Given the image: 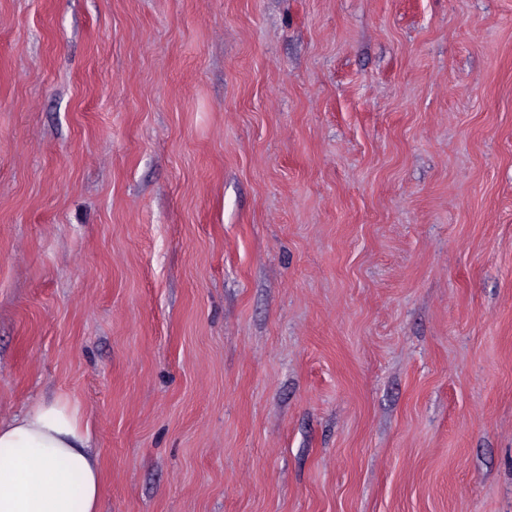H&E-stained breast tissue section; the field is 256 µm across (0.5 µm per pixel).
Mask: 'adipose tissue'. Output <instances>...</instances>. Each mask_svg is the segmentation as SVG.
I'll list each match as a JSON object with an SVG mask.
<instances>
[{"mask_svg":"<svg viewBox=\"0 0 512 512\" xmlns=\"http://www.w3.org/2000/svg\"><path fill=\"white\" fill-rule=\"evenodd\" d=\"M102 494L78 402L60 396L0 418V512H99Z\"/></svg>","mask_w":512,"mask_h":512,"instance_id":"obj_1","label":"adipose tissue"}]
</instances>
